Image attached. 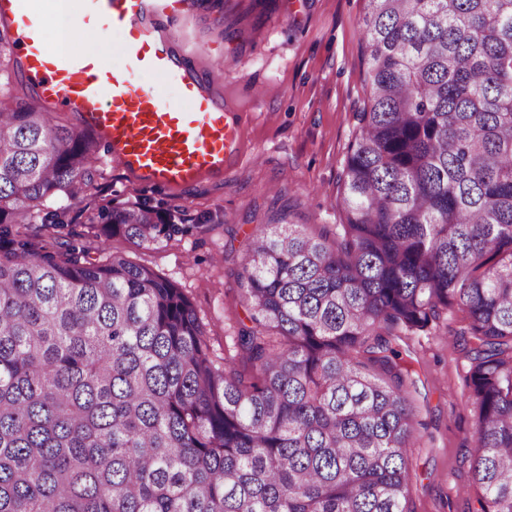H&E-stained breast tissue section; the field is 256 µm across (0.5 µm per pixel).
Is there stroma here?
Masks as SVG:
<instances>
[{"label": "stroma", "instance_id": "obj_1", "mask_svg": "<svg viewBox=\"0 0 512 512\" xmlns=\"http://www.w3.org/2000/svg\"><path fill=\"white\" fill-rule=\"evenodd\" d=\"M364 12L365 0H180L167 24L172 48L240 128L223 179L175 192L134 181L106 161L70 203V222L27 224L23 235L48 248L85 247L93 261L119 254L177 282L212 358L223 361L248 316L238 278L248 238L279 218L314 235L344 221L336 198L366 99ZM109 201L155 207L190 231L147 244L122 236L99 241L90 218ZM466 325L454 309L436 331L410 342L417 383L409 398L423 423L409 451L410 512H471L476 505L469 363L452 343Z\"/></svg>", "mask_w": 512, "mask_h": 512}]
</instances>
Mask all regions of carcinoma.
I'll return each instance as SVG.
<instances>
[{
	"instance_id": "carcinoma-1",
	"label": "carcinoma",
	"mask_w": 512,
	"mask_h": 512,
	"mask_svg": "<svg viewBox=\"0 0 512 512\" xmlns=\"http://www.w3.org/2000/svg\"><path fill=\"white\" fill-rule=\"evenodd\" d=\"M345 223L245 244L249 324L217 365L153 269L48 251L100 144L0 101V512H409L423 427L393 343L450 309L470 362L471 512H512V0H366ZM100 234L182 231L107 203Z\"/></svg>"
}]
</instances>
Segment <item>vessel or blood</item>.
Returning a JSON list of instances; mask_svg holds the SVG:
<instances>
[{"mask_svg": "<svg viewBox=\"0 0 512 512\" xmlns=\"http://www.w3.org/2000/svg\"><path fill=\"white\" fill-rule=\"evenodd\" d=\"M179 0H89L90 12L108 17L123 39L121 70L106 73L45 40L36 0H0V18L11 25L14 47L51 111L76 114L80 127L104 144L113 165L135 180L179 189L223 177L237 152L238 125L203 80L179 60L164 21ZM171 83L173 98L137 83L140 74Z\"/></svg>", "mask_w": 512, "mask_h": 512, "instance_id": "1", "label": "vessel or blood"}]
</instances>
